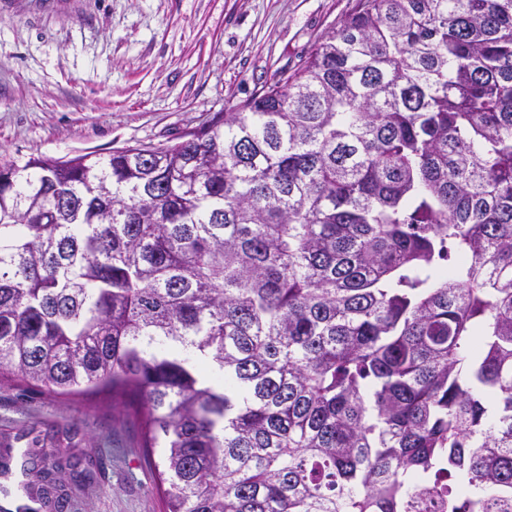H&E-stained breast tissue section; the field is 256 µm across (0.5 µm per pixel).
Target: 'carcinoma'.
Listing matches in <instances>:
<instances>
[{"mask_svg":"<svg viewBox=\"0 0 512 512\" xmlns=\"http://www.w3.org/2000/svg\"><path fill=\"white\" fill-rule=\"evenodd\" d=\"M0 382L108 394L167 512H512V0H355L173 145L0 163Z\"/></svg>","mask_w":512,"mask_h":512,"instance_id":"carcinoma-1","label":"carcinoma"}]
</instances>
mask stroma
I'll return each instance as SVG.
<instances>
[{"mask_svg": "<svg viewBox=\"0 0 512 512\" xmlns=\"http://www.w3.org/2000/svg\"><path fill=\"white\" fill-rule=\"evenodd\" d=\"M355 0H0V162L171 145L293 71ZM54 433L72 512H163L136 422L0 383V441Z\"/></svg>", "mask_w": 512, "mask_h": 512, "instance_id": "stroma-1", "label": "stroma"}]
</instances>
